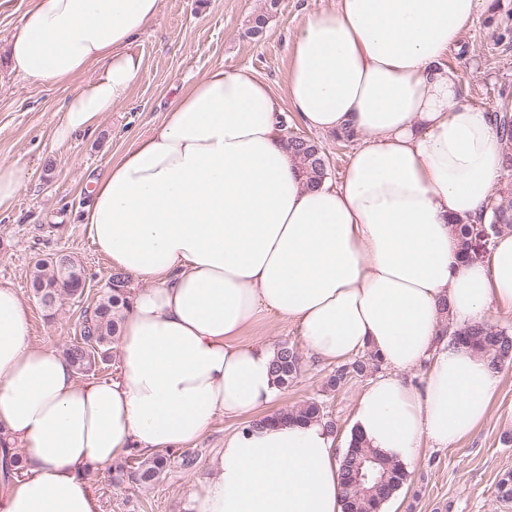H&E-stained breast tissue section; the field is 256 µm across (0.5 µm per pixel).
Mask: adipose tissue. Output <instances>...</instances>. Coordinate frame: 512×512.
Wrapping results in <instances>:
<instances>
[{
  "label": "adipose tissue",
  "mask_w": 512,
  "mask_h": 512,
  "mask_svg": "<svg viewBox=\"0 0 512 512\" xmlns=\"http://www.w3.org/2000/svg\"><path fill=\"white\" fill-rule=\"evenodd\" d=\"M492 3L336 0L300 23L289 106L309 128L362 138L338 185L306 187L269 86L221 68L94 180L87 234L141 282L119 372L78 382L55 349L31 345L29 304L0 283V437L26 451L0 512H101L85 471L132 448L195 444L220 416L245 424L182 512H342V455L325 424L261 421L280 395L276 350L243 336L264 313L298 325L318 359L380 353L390 373L358 393L351 430L389 458L410 464L422 440L445 446L485 420L498 376L442 330L512 312V233L488 262L460 254L452 224L483 213L501 142L445 60ZM159 6L29 0L8 40L12 71L63 83L99 67L60 112L57 144L126 99L142 64L128 47Z\"/></svg>",
  "instance_id": "1"
}]
</instances>
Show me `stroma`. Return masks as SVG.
<instances>
[{
  "label": "stroma",
  "mask_w": 512,
  "mask_h": 512,
  "mask_svg": "<svg viewBox=\"0 0 512 512\" xmlns=\"http://www.w3.org/2000/svg\"><path fill=\"white\" fill-rule=\"evenodd\" d=\"M336 0H161L158 17L131 46L142 68L128 97L106 113L99 129L57 145L53 132L62 107L97 67L65 83L34 82L13 72L4 52L28 0H0V161L25 166L28 179L10 212L0 213V282L11 283L29 299L30 342L64 350L80 337L83 315L105 294L113 269L94 249L82 222L94 179L138 140L160 124L174 98L208 71L221 67L247 70L285 101V74L293 34L307 13L333 8ZM267 23L252 34L257 15ZM460 78L462 101L486 114L512 113V0H495L463 35L446 61ZM281 137L303 136L325 152L328 175L340 180L356 140L305 127L289 114ZM70 255L85 271L82 294L67 296L53 309L32 301L30 274L37 260ZM248 343L280 344L300 349L301 372L283 391L276 409L312 397H324L337 439L349 434L358 393L369 376H356L328 392L324 382L332 364L316 359L295 324L261 315L247 330ZM242 419L219 417L188 453L191 469L171 467L156 484L114 486L111 468L93 470L86 479L101 512H180L183 496L206 474L208 461L224 448V437ZM512 473V365L498 374L489 416L469 436L441 447L423 441L408 478L387 502L388 512H512L502 499L499 481Z\"/></svg>",
  "instance_id": "stroma-1"
}]
</instances>
